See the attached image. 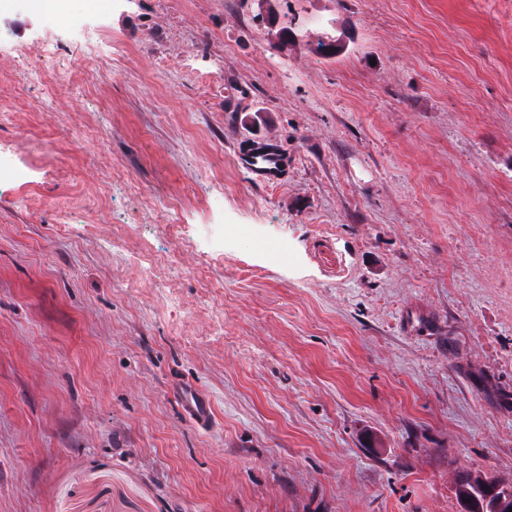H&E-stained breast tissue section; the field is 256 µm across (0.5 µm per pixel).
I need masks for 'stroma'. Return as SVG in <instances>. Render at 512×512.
<instances>
[{"label":"stroma","instance_id":"stroma-1","mask_svg":"<svg viewBox=\"0 0 512 512\" xmlns=\"http://www.w3.org/2000/svg\"><path fill=\"white\" fill-rule=\"evenodd\" d=\"M70 8L0 14L62 39L25 83L0 59L29 173L0 177V512H459L461 473L512 481V0H112L85 37ZM264 140L276 185L238 160ZM177 392L186 416L199 426L207 425L211 418L209 400L187 384L181 385Z\"/></svg>","mask_w":512,"mask_h":512}]
</instances>
